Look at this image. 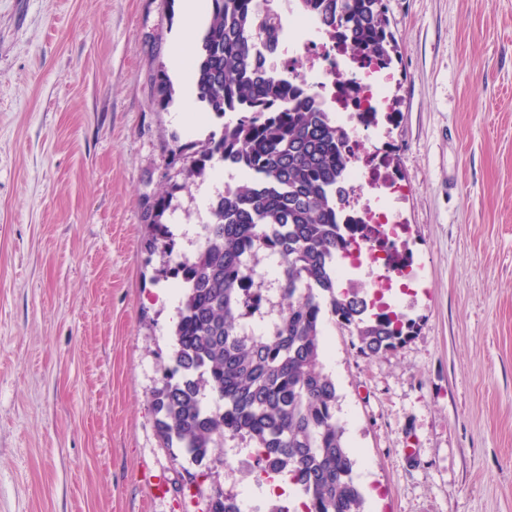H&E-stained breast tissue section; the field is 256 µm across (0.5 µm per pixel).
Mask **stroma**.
<instances>
[{
  "instance_id": "35a3bbf8",
  "label": "stroma",
  "mask_w": 512,
  "mask_h": 512,
  "mask_svg": "<svg viewBox=\"0 0 512 512\" xmlns=\"http://www.w3.org/2000/svg\"><path fill=\"white\" fill-rule=\"evenodd\" d=\"M397 46L384 136L422 283L415 333L364 357L324 322V367L368 512H512V0H388ZM178 0H0V512H203L258 468L230 442L184 472L150 399L180 297L175 255L209 214L172 150L220 132L176 120Z\"/></svg>"
}]
</instances>
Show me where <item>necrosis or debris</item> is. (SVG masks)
<instances>
[{
  "label": "necrosis or debris",
  "mask_w": 512,
  "mask_h": 512,
  "mask_svg": "<svg viewBox=\"0 0 512 512\" xmlns=\"http://www.w3.org/2000/svg\"><path fill=\"white\" fill-rule=\"evenodd\" d=\"M251 48L265 69L308 96L314 110L327 113L343 133L347 166L335 209L339 223L351 227L347 263L374 265L379 288L407 280L414 258L404 248L407 227L396 210L403 187L387 168L382 135L391 110L388 67L355 55L342 38L324 35L317 11L301 0H281L274 42L257 33ZM292 52L309 55L307 70L292 66Z\"/></svg>",
  "instance_id": "obj_1"
}]
</instances>
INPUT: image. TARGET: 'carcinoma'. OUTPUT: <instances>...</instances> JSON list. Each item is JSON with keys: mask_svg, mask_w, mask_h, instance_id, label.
<instances>
[{"mask_svg": "<svg viewBox=\"0 0 512 512\" xmlns=\"http://www.w3.org/2000/svg\"><path fill=\"white\" fill-rule=\"evenodd\" d=\"M319 1L326 31L344 30L353 52L392 66L387 0H304ZM209 2L195 65L198 99L222 117L238 116L220 134L180 149L171 164L184 187L217 163L238 166L245 179L211 207L204 243L183 261H172L173 233L163 222L170 193L149 205L148 248L183 288L173 351L151 395L157 434L193 463L241 441L257 449L269 477L285 476L299 488L304 512H365L336 417V382L324 369V319L329 314L355 333L365 357L397 350L415 323L384 310L367 319L362 289L336 290L333 261L349 244L330 206L344 176L341 134L303 98L284 103L275 75L253 66L252 25L244 19L251 0ZM249 252L258 262L278 259L280 269L273 283L253 281L259 293L272 289L254 329L242 320L252 305L242 293L252 281ZM205 512L241 509L223 493Z\"/></svg>", "mask_w": 512, "mask_h": 512, "instance_id": "1", "label": "carcinoma"}]
</instances>
